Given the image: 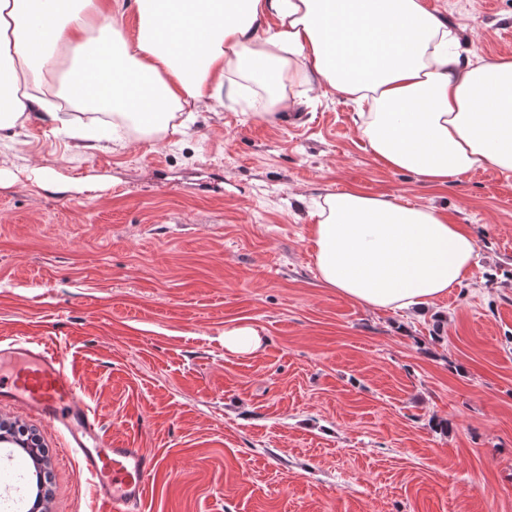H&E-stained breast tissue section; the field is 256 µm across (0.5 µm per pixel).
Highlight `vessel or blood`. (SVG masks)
I'll return each mask as SVG.
<instances>
[{"mask_svg": "<svg viewBox=\"0 0 512 512\" xmlns=\"http://www.w3.org/2000/svg\"><path fill=\"white\" fill-rule=\"evenodd\" d=\"M0 401L57 423L106 512H141L158 466L155 456L114 443L98 417L81 405L75 378L57 348L34 342L15 348L11 371L0 370Z\"/></svg>", "mask_w": 512, "mask_h": 512, "instance_id": "vessel-or-blood-1", "label": "vessel or blood"}]
</instances>
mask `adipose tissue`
I'll list each match as a JSON object with an SVG mask.
<instances>
[{
	"label": "adipose tissue",
	"instance_id": "ef3b65f1",
	"mask_svg": "<svg viewBox=\"0 0 512 512\" xmlns=\"http://www.w3.org/2000/svg\"><path fill=\"white\" fill-rule=\"evenodd\" d=\"M0 0V130L94 102L113 124L167 130L177 111L275 86L259 118L315 84L357 102L376 161L443 187L476 170L512 175V58L462 54L422 0ZM323 284L383 310L416 312L469 278L477 244L437 208L358 188L329 193L310 227Z\"/></svg>",
	"mask_w": 512,
	"mask_h": 512
}]
</instances>
